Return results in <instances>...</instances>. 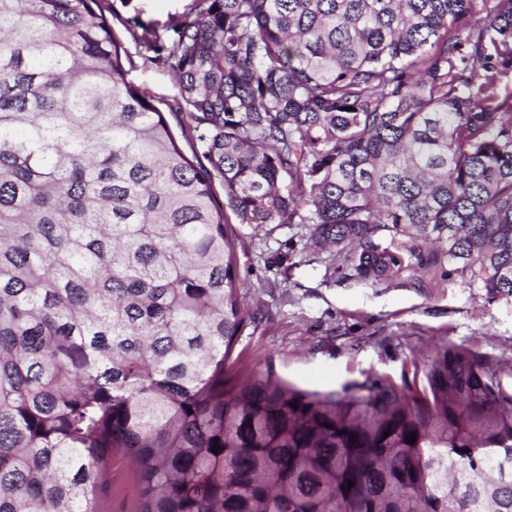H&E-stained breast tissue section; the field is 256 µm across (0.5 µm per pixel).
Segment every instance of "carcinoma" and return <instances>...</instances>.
<instances>
[{
	"label": "carcinoma",
	"mask_w": 512,
	"mask_h": 512,
	"mask_svg": "<svg viewBox=\"0 0 512 512\" xmlns=\"http://www.w3.org/2000/svg\"><path fill=\"white\" fill-rule=\"evenodd\" d=\"M139 28L207 167L104 0H0V512H96L114 449L139 512H512V410L470 352L424 403L227 366L232 219L512 299V0H190ZM105 3L113 29L130 56V64L126 63V68L130 69L129 78L150 92L154 105L166 118L182 150L190 157L196 154L201 165L209 166L201 143L188 137L189 124H193V121L182 110L174 72L154 61L153 52L143 50L133 36V32H142L135 26V18L162 26L171 15L182 13L189 0H105ZM183 129H187V132L183 133Z\"/></svg>",
	"instance_id": "carcinoma-1"
}]
</instances>
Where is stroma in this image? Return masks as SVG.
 Returning <instances> with one entry per match:
<instances>
[{"label": "stroma", "mask_w": 512, "mask_h": 512, "mask_svg": "<svg viewBox=\"0 0 512 512\" xmlns=\"http://www.w3.org/2000/svg\"><path fill=\"white\" fill-rule=\"evenodd\" d=\"M189 0H105L130 56V78L146 88L182 150L203 155L171 69L134 39L137 22L164 25ZM237 284L248 322L231 351L230 370L272 375L302 391L368 395L374 384L427 399L429 373L443 346L467 350L495 379L512 410V300H489L469 277L434 265L372 284L343 255L316 247L305 224H236ZM139 466L113 452L102 475L97 512H138Z\"/></svg>", "instance_id": "obj_1"}]
</instances>
